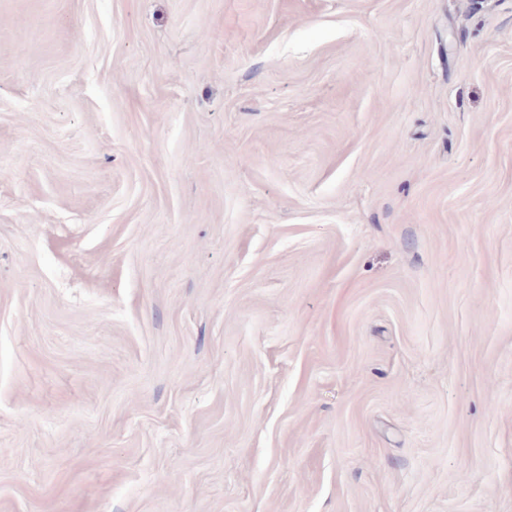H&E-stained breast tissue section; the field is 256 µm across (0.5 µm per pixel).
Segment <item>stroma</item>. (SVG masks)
Segmentation results:
<instances>
[{
  "instance_id": "obj_1",
  "label": "stroma",
  "mask_w": 512,
  "mask_h": 512,
  "mask_svg": "<svg viewBox=\"0 0 512 512\" xmlns=\"http://www.w3.org/2000/svg\"><path fill=\"white\" fill-rule=\"evenodd\" d=\"M0 512H512V0H0Z\"/></svg>"
}]
</instances>
